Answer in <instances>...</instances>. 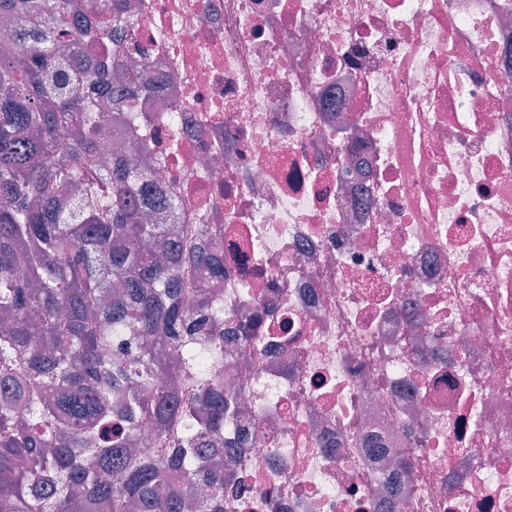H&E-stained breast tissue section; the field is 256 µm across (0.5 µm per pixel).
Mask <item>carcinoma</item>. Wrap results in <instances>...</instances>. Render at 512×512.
I'll return each mask as SVG.
<instances>
[{"label": "carcinoma", "instance_id": "1", "mask_svg": "<svg viewBox=\"0 0 512 512\" xmlns=\"http://www.w3.org/2000/svg\"><path fill=\"white\" fill-rule=\"evenodd\" d=\"M131 9L0 0L1 20L24 21L0 37V512H224V384L161 382L171 349L224 348V314L180 276L188 258L224 277V225L189 250L142 223L169 201L146 192L148 145L127 125L130 153L91 165L137 79L112 48ZM123 34L150 66L151 40L132 21ZM105 321L136 333L108 361ZM146 423L169 434L152 455L134 447Z\"/></svg>", "mask_w": 512, "mask_h": 512}]
</instances>
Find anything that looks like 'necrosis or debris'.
Here are the masks:
<instances>
[{
  "mask_svg": "<svg viewBox=\"0 0 512 512\" xmlns=\"http://www.w3.org/2000/svg\"><path fill=\"white\" fill-rule=\"evenodd\" d=\"M152 211L257 345L226 512H512V0H137Z\"/></svg>",
  "mask_w": 512,
  "mask_h": 512,
  "instance_id": "1",
  "label": "necrosis or debris"
}]
</instances>
